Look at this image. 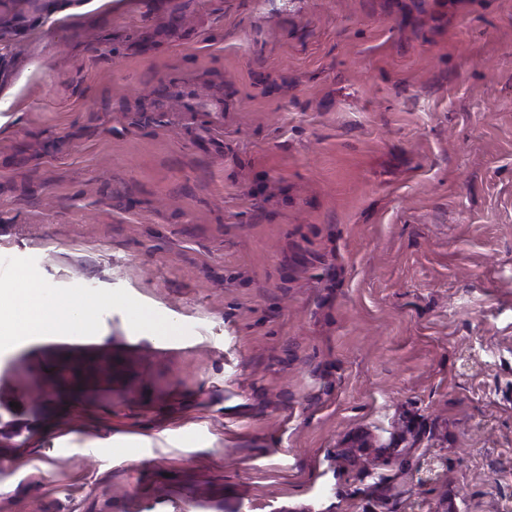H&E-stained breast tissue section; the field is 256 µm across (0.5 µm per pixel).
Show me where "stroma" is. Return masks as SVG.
<instances>
[{
	"label": "stroma",
	"mask_w": 512,
	"mask_h": 512,
	"mask_svg": "<svg viewBox=\"0 0 512 512\" xmlns=\"http://www.w3.org/2000/svg\"><path fill=\"white\" fill-rule=\"evenodd\" d=\"M72 3L0 0V282L96 309L0 512H512V0Z\"/></svg>",
	"instance_id": "35a3bbf8"
}]
</instances>
